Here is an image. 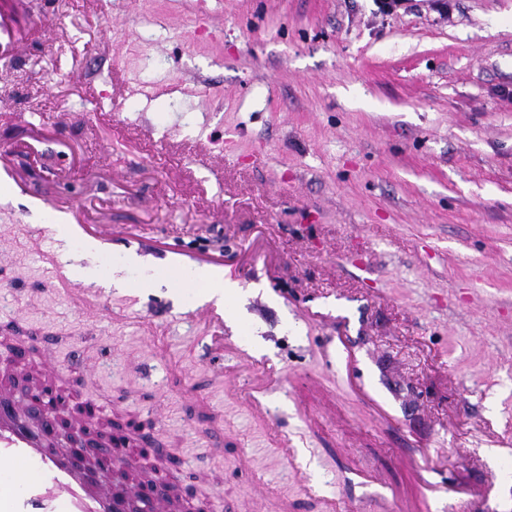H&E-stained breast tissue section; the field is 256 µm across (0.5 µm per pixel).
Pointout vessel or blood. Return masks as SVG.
<instances>
[{
    "label": "vessel or blood",
    "instance_id": "1",
    "mask_svg": "<svg viewBox=\"0 0 512 512\" xmlns=\"http://www.w3.org/2000/svg\"><path fill=\"white\" fill-rule=\"evenodd\" d=\"M49 424L26 397L0 400V512H125L139 488H89L67 442L49 438Z\"/></svg>",
    "mask_w": 512,
    "mask_h": 512
}]
</instances>
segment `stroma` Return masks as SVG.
Returning <instances> with one entry per match:
<instances>
[{
    "label": "stroma",
    "mask_w": 512,
    "mask_h": 512,
    "mask_svg": "<svg viewBox=\"0 0 512 512\" xmlns=\"http://www.w3.org/2000/svg\"><path fill=\"white\" fill-rule=\"evenodd\" d=\"M505 87L512 0H0L5 394L210 512H512ZM199 283L206 284L205 287H202L201 293L204 300L208 301L213 298H217L218 302H224L232 295L233 285L226 280L224 281V277L214 276L209 271L201 272L194 281L193 288L198 287Z\"/></svg>",
    "instance_id": "35a3bbf8"
}]
</instances>
